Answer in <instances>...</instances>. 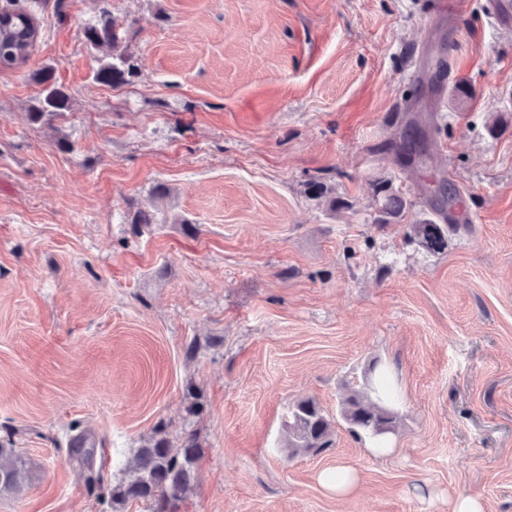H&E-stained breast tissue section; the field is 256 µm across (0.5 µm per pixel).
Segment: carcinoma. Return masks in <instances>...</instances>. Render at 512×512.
<instances>
[{"label": "carcinoma", "mask_w": 512, "mask_h": 512, "mask_svg": "<svg viewBox=\"0 0 512 512\" xmlns=\"http://www.w3.org/2000/svg\"><path fill=\"white\" fill-rule=\"evenodd\" d=\"M85 43L103 53L94 80L116 87L128 84L140 74L131 56L122 50L125 31L121 24L103 10L98 20L84 28ZM40 36L36 18L20 6L0 9V66L9 69L23 67ZM39 87L36 105L28 112L34 125L52 124L69 110V96L55 78L54 70L46 67L32 75ZM406 208L403 197H386L379 225L384 226L401 217ZM411 238L430 250L441 251L448 236L459 230L457 224H437L424 220L410 225ZM365 384L349 388L339 404V418L349 433L361 440L367 438L380 445L396 430L398 414L392 406L393 394L385 376H374L369 369ZM186 413L190 417L202 414L204 406L200 392L190 386L186 394ZM287 429V448L290 453L321 451L333 444L334 421L311 398L297 401L291 410ZM71 451L80 463L93 467L95 448L87 445L84 436L71 441ZM204 450L194 431H185L179 438L169 437L166 426L159 424L153 434L137 449L132 466L117 485L112 487L114 503L143 501L152 512H178L179 505L194 485L196 469ZM28 462L13 448L0 447V492L18 493L28 478Z\"/></svg>", "instance_id": "1"}]
</instances>
